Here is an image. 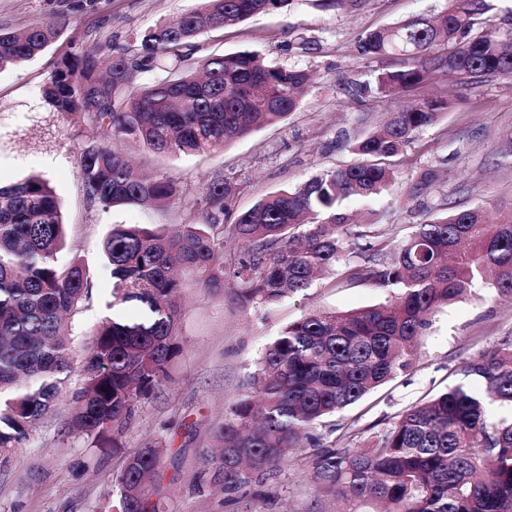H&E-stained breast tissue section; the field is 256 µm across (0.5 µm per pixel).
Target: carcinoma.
<instances>
[{
  "label": "carcinoma",
  "instance_id": "carcinoma-1",
  "mask_svg": "<svg viewBox=\"0 0 512 512\" xmlns=\"http://www.w3.org/2000/svg\"><path fill=\"white\" fill-rule=\"evenodd\" d=\"M290 0H200L177 22H160L116 54L74 53L44 89L59 112L93 127L79 147L88 198L105 209L164 208L182 191L161 172L135 169L118 149L132 141L157 155L216 153L283 121L300 104L309 74L263 63L254 52L211 55L190 63L184 48L201 32L280 11ZM492 0H448L431 18L418 17L365 32L362 54L385 63L375 84L358 95L395 97L437 80L474 86L512 77V27L489 16ZM56 28L38 24L22 35L0 33V71L39 56ZM170 64L149 83L137 76ZM450 104L426 96L393 112L357 142L359 160L280 190L237 214L235 185L203 188L201 222L165 232L141 224L112 228L102 254L114 280L109 314L91 331L71 398V432L103 438L125 420L139 397L171 379L181 352L182 288L193 279L216 295L233 283L244 309L271 306L336 271L356 283L397 288L395 300L361 309L313 310L288 324L266 347L246 393L201 449L188 490L219 489L227 504L280 470L290 451L311 449L314 481L348 502L382 505L374 512H512V420H492L493 403L512 405V346L467 360L470 384H457L402 411L370 448H335L318 432L337 411L363 400L407 371L432 317L487 285L512 295V207L489 219L481 206L431 211L392 258L378 248L373 222L357 224L346 199L380 194L395 177L390 159ZM438 174L423 171L410 195L427 194ZM249 250L228 254V242ZM65 229L58 197L32 176L0 185V467L8 466L37 422L66 392L71 376L69 316L88 297L90 272L78 256L62 265ZM366 253L364 263L349 252ZM164 451L145 447L115 477L105 512H162Z\"/></svg>",
  "mask_w": 512,
  "mask_h": 512
}]
</instances>
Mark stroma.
<instances>
[{
	"label": "stroma",
	"mask_w": 512,
	"mask_h": 512,
	"mask_svg": "<svg viewBox=\"0 0 512 512\" xmlns=\"http://www.w3.org/2000/svg\"><path fill=\"white\" fill-rule=\"evenodd\" d=\"M199 0H0V32L20 33L37 23H57L48 48L26 65L0 72V183L31 175L49 180L66 222L60 263L80 256L90 270L88 297L71 317L73 364L69 391L90 330L107 313L113 279L101 242L117 224L197 222L195 202L203 184L231 179L233 213L266 195L296 186L323 170L353 163L354 143L398 103L387 97L359 99L355 82H374L380 62L357 49L360 34L443 10L447 0H362L359 7L331 8L324 0H290L283 10L247 19L219 32H205L191 60L252 51L265 63L301 69L312 76L299 107L281 123L231 142L223 152L156 157L130 147L173 179L180 203L163 211L136 206L103 209L85 193L78 162L89 125L54 110L43 89L63 58L78 50L130 47L136 34L195 9ZM314 50H303L305 42ZM451 109L420 131L395 159L396 180L370 201L347 202L363 219L380 216V243L396 245L422 222L428 209L499 206L512 201V80L492 78L469 89L434 84ZM438 180L428 195L409 188L421 171ZM388 291L329 276L305 292L265 307L243 309L231 297L188 285L180 309V355L174 381L135 402L127 423L101 445L70 431V406L61 400L37 426L17 461L0 468V512H101L125 458L146 446L164 451L162 484L169 512H336L337 503L313 480L311 461L297 453L276 475L253 484L239 503L221 494H192L185 480L197 464L224 412L244 392L256 361L289 323L312 309L348 311L387 301ZM512 345V298L478 284L471 294L439 311L420 340L412 368L361 402L337 413L331 444L365 448L403 409L459 383L464 362L493 346Z\"/></svg>",
	"instance_id": "stroma-1"
}]
</instances>
